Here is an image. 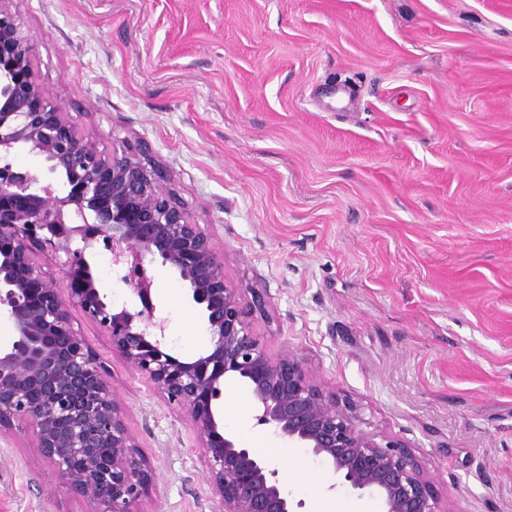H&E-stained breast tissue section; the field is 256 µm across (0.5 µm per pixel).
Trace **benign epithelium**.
<instances>
[{
    "mask_svg": "<svg viewBox=\"0 0 512 512\" xmlns=\"http://www.w3.org/2000/svg\"><path fill=\"white\" fill-rule=\"evenodd\" d=\"M0 0V311L13 329L0 346V432L30 427L37 448L92 512H135L151 469L126 428L107 364L74 328L97 327L112 353L145 377L196 433L223 512H297L304 502L277 469L224 427V382L247 392L252 419L332 469L340 484L377 498L382 512H447L422 462L402 443L360 426L357 408L312 379L301 359H274L253 330L258 293L245 302L224 277L206 229L170 180L127 139L106 153L35 75L31 39ZM40 171L13 164L20 150ZM102 250L128 266L134 304L113 307L97 285ZM167 268L209 336L189 358L168 352L166 319L148 268ZM57 267L62 277L48 268Z\"/></svg>",
    "mask_w": 512,
    "mask_h": 512,
    "instance_id": "obj_1",
    "label": "benign epithelium"
}]
</instances>
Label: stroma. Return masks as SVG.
<instances>
[{
    "label": "stroma",
    "instance_id": "35a3bbf8",
    "mask_svg": "<svg viewBox=\"0 0 512 512\" xmlns=\"http://www.w3.org/2000/svg\"><path fill=\"white\" fill-rule=\"evenodd\" d=\"M50 94L100 149L140 144L207 226L253 329L422 461L448 512H512V0H13ZM172 353L208 335L165 268ZM152 468L141 512H219L184 414L74 314ZM316 512H380L255 425ZM31 430L0 437V512H92Z\"/></svg>",
    "mask_w": 512,
    "mask_h": 512
}]
</instances>
